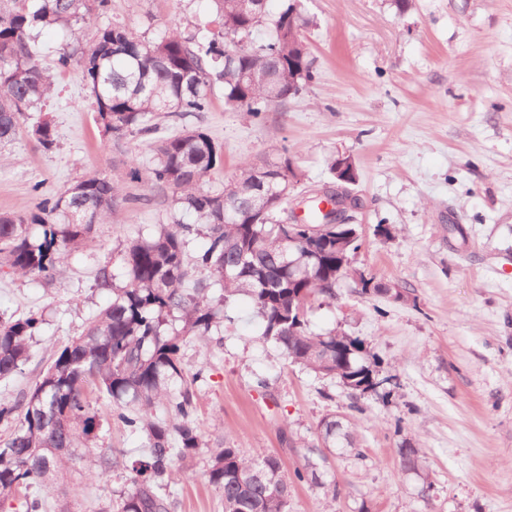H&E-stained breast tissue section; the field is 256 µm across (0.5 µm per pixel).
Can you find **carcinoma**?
<instances>
[{
    "label": "carcinoma",
    "instance_id": "cac0c4a2",
    "mask_svg": "<svg viewBox=\"0 0 512 512\" xmlns=\"http://www.w3.org/2000/svg\"><path fill=\"white\" fill-rule=\"evenodd\" d=\"M112 0H0V145L13 142L27 114L42 112L53 97L55 74L80 68L97 120L113 141L160 131L159 115L206 112L215 84L224 87V106L262 119L313 79L310 51L300 33L302 0H285L269 17V0H214L215 14L193 34L166 25L146 40L120 23L98 18ZM270 25L267 40L252 39ZM67 33L55 62L43 67L32 45L45 29ZM45 150L55 146L50 121L32 125ZM151 167L129 162L130 175L171 195L170 222L147 237L127 240L118 259L123 285L104 265L97 285L112 289V301L87 321L80 335L54 351L40 378L12 403H0V423L10 425L0 442V500L18 502V512H48L54 476L69 461L88 458L106 471L128 472L113 512H171L175 463L203 447L193 392L182 365V344L203 338L232 321L238 297L250 300L262 336L282 356L318 375L339 380L352 399L350 412L330 414L316 438L297 444L283 428L281 443L302 448L301 467L285 475L274 454L246 456L230 445L208 449V484L224 512H291L294 483H307L336 496L327 479L329 457H359L358 426L368 395L362 384L379 377L381 361L364 343L344 332L311 330L308 313L297 314V297L336 298V287L356 276L361 294L386 296V283L364 279L349 262L361 246L358 224L336 226L320 208L306 205L304 223L287 224L289 186L297 182L292 156L257 166L249 160L220 187L212 175L224 168L223 146L200 127L163 135L152 145ZM129 201L124 188L93 172L33 208L0 213V270L21 277H55L65 254L85 247L97 226ZM189 215L192 221H184ZM396 298L399 292L390 294ZM35 314L0 320V380L22 372L30 342L42 330ZM181 381L183 389L171 392ZM112 406L114 422L142 435L144 453L126 463L124 454L95 447L100 422L92 399ZM399 471L432 484L419 449L404 439L396 448Z\"/></svg>",
    "mask_w": 512,
    "mask_h": 512
}]
</instances>
